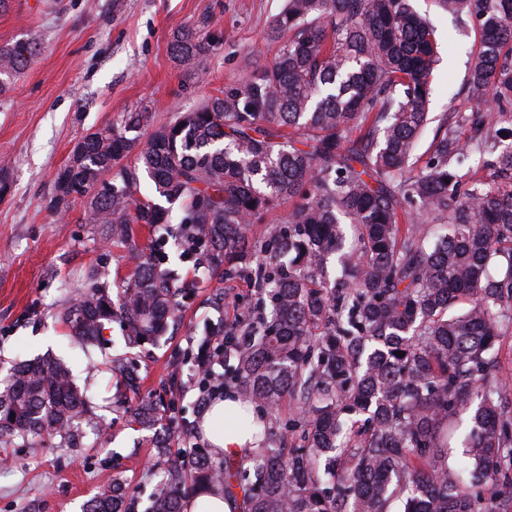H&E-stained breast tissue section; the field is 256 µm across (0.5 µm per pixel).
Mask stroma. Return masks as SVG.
Wrapping results in <instances>:
<instances>
[{
	"label": "stroma",
	"instance_id": "35a3bbf8",
	"mask_svg": "<svg viewBox=\"0 0 512 512\" xmlns=\"http://www.w3.org/2000/svg\"><path fill=\"white\" fill-rule=\"evenodd\" d=\"M284 0H9L0 10V47L34 46L27 66L0 92V161L6 194L0 196V362L50 354L70 367L104 416L106 433L82 427L74 441L31 437L0 444V512H83L112 480L138 496L146 512L156 461L151 431L117 411L112 361L134 357L142 395L163 399L174 412L195 408L200 395L194 331L214 316L222 298L226 331H233L256 295L250 279L224 280L218 272L183 269L200 283L182 321L156 344L127 347L119 324L105 330L106 348H81L68 336L60 311L91 269L109 286L126 273V247L104 245L102 229L83 220L78 201L66 213L52 207L56 171L85 134L129 112L148 111L150 125L221 94L240 82L254 59H273L269 35ZM436 29L439 61L429 76L435 116L469 111L470 66L480 44L478 28L458 33L438 0H411ZM194 28L210 49L193 68L182 66L171 43Z\"/></svg>",
	"mask_w": 512,
	"mask_h": 512
}]
</instances>
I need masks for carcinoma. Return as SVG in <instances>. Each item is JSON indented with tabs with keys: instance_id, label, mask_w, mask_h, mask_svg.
Wrapping results in <instances>:
<instances>
[{
	"instance_id": "carcinoma-1",
	"label": "carcinoma",
	"mask_w": 512,
	"mask_h": 512,
	"mask_svg": "<svg viewBox=\"0 0 512 512\" xmlns=\"http://www.w3.org/2000/svg\"><path fill=\"white\" fill-rule=\"evenodd\" d=\"M439 4L478 26L470 83L491 93L478 107L496 106L508 127L460 116L469 141L445 125L413 177L438 52L410 0H285L269 31L288 38L272 60L251 61L245 80L145 138L143 112L82 136L55 177L54 206L86 201L85 223L112 243L143 227L183 263L253 280L258 298L238 332L203 324L198 359L222 336L224 383L272 416L286 398L298 408L278 430L238 421L256 439L245 464L200 453L157 468L150 512H183L200 490L237 512H389L396 502L401 512H512L488 492L512 482V425L492 374L495 341L512 322V0ZM208 47L193 29L173 37L186 65ZM33 52L0 49V91ZM471 146L487 177L465 187L458 168ZM293 199L274 234L249 237ZM423 212L435 231L417 223ZM347 224L357 233L348 250ZM127 262L117 301L93 271L64 308L81 346L100 345L106 321L134 347L181 319L196 280L138 249ZM459 300L468 307L449 313ZM462 411L466 479L453 480L448 424ZM132 414L154 426L166 409L146 398ZM79 419L103 429L59 361H21L0 379V443L44 432L66 441ZM296 434L300 445L287 446ZM126 498L115 481L86 512H131Z\"/></svg>"
}]
</instances>
